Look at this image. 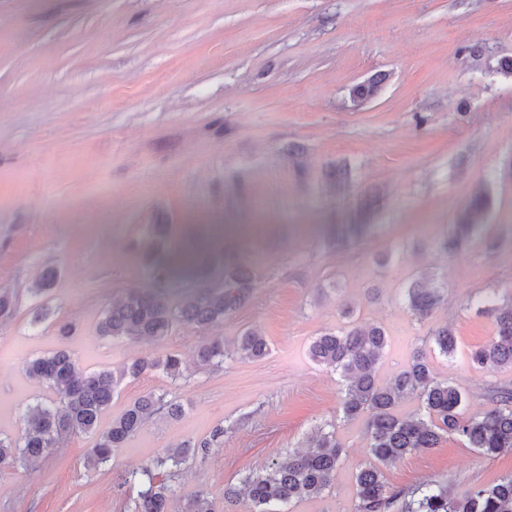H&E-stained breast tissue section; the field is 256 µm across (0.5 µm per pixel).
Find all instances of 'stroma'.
I'll list each match as a JSON object with an SVG mask.
<instances>
[{
	"label": "stroma",
	"mask_w": 512,
	"mask_h": 512,
	"mask_svg": "<svg viewBox=\"0 0 512 512\" xmlns=\"http://www.w3.org/2000/svg\"><path fill=\"white\" fill-rule=\"evenodd\" d=\"M490 55L512 57V0H0V287L16 299L0 327V436L51 395L27 375L31 358L66 350L87 371L146 353L186 360L180 379L126 381L100 426L150 391L180 400L179 419L148 423L95 469L83 434L34 471L0 470V512H134L131 474L189 440L213 446L172 477L170 512L201 488L223 502L225 485L335 420L339 377L308 349L341 325L343 302L387 332L380 383L428 328L449 323L456 353L432 366L466 390L465 414L487 409V387L512 386V370L470 359L494 334L480 301L512 286V77L489 72ZM376 75L379 95L353 105L351 87ZM343 165L341 191L331 174ZM484 183L480 232L456 254L438 252L434 240ZM373 196L370 237L323 241L332 214ZM157 223L171 225L177 251L211 238L208 280L237 250L256 274L253 296L206 331L98 336L112 301L152 285L141 241ZM52 266L49 293L34 297ZM424 270L447 282L448 302L422 324L401 294ZM40 304L50 315L35 326ZM59 322L76 324L74 335L59 336ZM249 327L266 338L265 357L197 365L205 340ZM337 437L346 460L330 492L293 512H351L363 421ZM511 472L512 451L486 457L447 436L384 476L394 491L436 481L461 492Z\"/></svg>",
	"instance_id": "obj_1"
}]
</instances>
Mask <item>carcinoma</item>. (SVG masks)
<instances>
[{
	"label": "carcinoma",
	"instance_id": "1",
	"mask_svg": "<svg viewBox=\"0 0 512 512\" xmlns=\"http://www.w3.org/2000/svg\"><path fill=\"white\" fill-rule=\"evenodd\" d=\"M382 76H376L350 89V98L364 103L380 91ZM490 203L489 189L481 188L458 215L448 234L439 241L443 251L466 244L478 232V217ZM368 229L363 217L347 214L329 225L332 240L345 245L360 242ZM170 225H152L147 254L155 285L134 288L105 311L98 335L132 340H160L177 327L204 329L221 323L230 312L244 303L256 288L251 268L229 252H224V281L211 284L201 280L196 287L174 300L167 287L176 266L193 261V256L175 257L163 249ZM448 285H430V276L415 277L404 289L403 302L419 322L429 319L435 309L447 302ZM15 299L0 288V324L13 318ZM491 316L496 333L484 347L472 352L479 367L512 369V289L493 293L480 308ZM344 324L317 336L309 346L314 363L341 377V416L318 427L304 450L290 451L258 471L246 474L239 486L224 487V502L242 496L249 500L248 512H292L291 506L330 490L341 468L343 448L336 439L341 422L365 418L368 438L366 462L356 467V500L352 512H512V473L496 482L461 493L448 490L438 482L422 484L412 492L399 495L390 490L383 468L420 450L437 447L446 435H455L483 456L512 450V387L493 385L486 389L489 408L467 416L462 411L465 392L446 377L435 374L428 353L438 351L453 357L457 339L448 325L431 328L415 349L411 362L386 385L376 380V371L385 356L387 336L375 324L354 319V309H342ZM201 365L218 367L232 356L242 361L256 360L269 353L265 337L248 328L228 348L221 336L198 346ZM181 354L164 357L136 356L112 370L87 372L79 368L76 357L66 351L33 358L26 362L27 373L46 384L56 395L40 400L22 414L23 426L13 438H0V469L28 470L52 453L54 448L74 435L94 433L109 410L118 387L127 379H136L149 371L160 370L176 380L182 376ZM417 397L413 415L401 417L396 406L404 399ZM184 405L166 394L149 392L139 397L110 426L99 434L89 449V462L105 464L112 455L157 415L174 418ZM210 442L187 443L170 448L144 465L140 471L142 489L134 512H168L172 486L158 476L190 459H206ZM184 512H227L219 510L209 493L201 490L189 498Z\"/></svg>",
	"mask_w": 512,
	"mask_h": 512
}]
</instances>
